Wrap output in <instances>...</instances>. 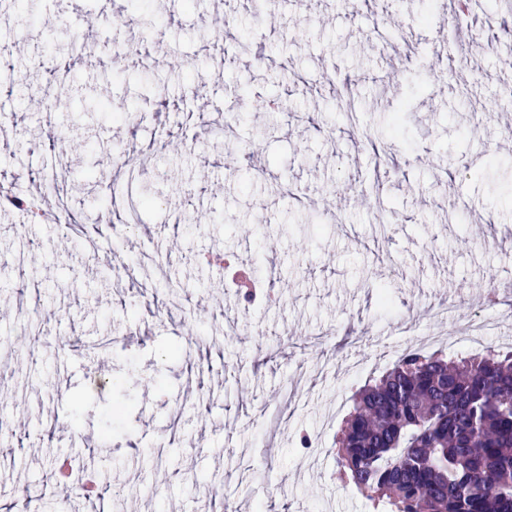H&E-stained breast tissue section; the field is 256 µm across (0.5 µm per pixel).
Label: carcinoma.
<instances>
[{
	"label": "carcinoma",
	"instance_id": "obj_1",
	"mask_svg": "<svg viewBox=\"0 0 512 512\" xmlns=\"http://www.w3.org/2000/svg\"><path fill=\"white\" fill-rule=\"evenodd\" d=\"M337 464L382 512H512V351L404 353L356 394Z\"/></svg>",
	"mask_w": 512,
	"mask_h": 512
}]
</instances>
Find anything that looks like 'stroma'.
<instances>
[{
  "label": "stroma",
  "instance_id": "1",
  "mask_svg": "<svg viewBox=\"0 0 512 512\" xmlns=\"http://www.w3.org/2000/svg\"><path fill=\"white\" fill-rule=\"evenodd\" d=\"M124 4L29 0L24 27L0 22L13 49L0 183L97 231L89 241L0 217V338L37 332L35 350L0 356V413L16 433L0 441V504L29 490L35 512H87L79 493H57L54 460L94 456L107 464L90 477L111 476L124 512H266L277 494L288 512H375L336 462L353 391L409 338L451 335L460 316L490 324L484 349L512 350V315L483 299L512 281V242L480 230H512V108L494 105L512 84V7H480L465 33L484 43L462 54L439 51L447 26L427 0H370L364 15L344 0H268L259 12L195 0L189 15L144 0L141 20L165 19L147 41L114 25ZM371 13L382 38L367 31ZM76 14L93 18L95 50L61 25ZM243 39L252 51L235 54ZM117 41L136 44L118 62ZM47 53L76 61L53 90L80 111L35 108ZM340 93L357 100L356 124L331 113ZM228 101L235 117L219 137ZM390 112L399 131L382 125ZM54 135L66 150L42 149ZM128 144L137 160L108 166ZM114 192L152 200L133 233H112L124 211ZM235 274L272 279L273 301L228 305ZM34 294L37 319L23 302ZM442 301L457 316L435 317ZM75 359L91 373L108 364L122 386L69 385ZM124 397L131 416L106 420Z\"/></svg>",
  "mask_w": 512,
  "mask_h": 512
}]
</instances>
